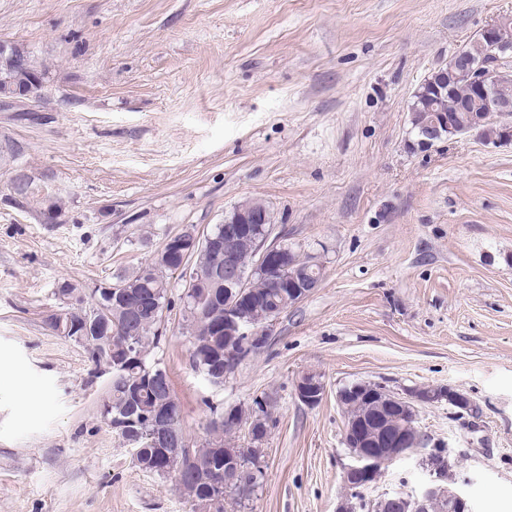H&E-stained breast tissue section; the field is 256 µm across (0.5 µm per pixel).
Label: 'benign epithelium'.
<instances>
[{
  "label": "benign epithelium",
  "instance_id": "1",
  "mask_svg": "<svg viewBox=\"0 0 512 512\" xmlns=\"http://www.w3.org/2000/svg\"><path fill=\"white\" fill-rule=\"evenodd\" d=\"M503 18L488 25L482 31V39L486 54L499 61L512 58V44L500 38L503 25L511 22ZM0 59L15 65L24 66L22 55L17 53L15 46L0 42ZM447 83L456 80H467L474 95L481 98L486 112L475 113L471 117L470 126L477 128L485 119V113L512 114V102L498 98L494 93L495 77L485 67L474 61L465 62L456 67V71L446 73ZM457 130L455 116L443 114L437 119L423 123L420 142L428 147L442 138L445 133ZM272 223L269 208L262 202L246 201L238 205L233 212L224 218V229L200 238L192 231H185L167 239L161 254L164 265L169 268L183 269L188 254L198 246L203 251L220 257L209 278L204 279L195 274L186 275V290L194 288H210L214 285L224 286V323L240 331L242 336L268 334L276 323L278 316L269 315L263 325L249 320L242 311L237 309L242 291L249 287L246 270L241 264L238 252L227 248V240L240 243L253 259V270L271 271L279 275L278 286L288 289V304L294 306L308 297L318 286V282L304 277L295 268L296 258L293 251L284 245H266L269 234L263 227ZM68 331L75 339L85 336H96L100 332L111 335L109 323L103 318L102 311L74 310L67 315ZM101 363L109 369L119 370L128 363H141V354L134 339L127 340L124 358L112 360V351L102 353ZM375 393L374 414L352 415L350 406L358 394L365 389ZM297 397L308 406L319 403L325 394V383L322 377L314 373L302 375L295 385ZM443 399L459 409V413L470 411L469 400L451 388L436 387L427 395H402L389 389L386 385L375 381H355L339 389L336 400L344 416V444L353 463L345 466L342 471L344 496L338 501L336 512H358L359 500L352 497L353 486L363 485L368 489L376 478L379 467H387L408 457L418 458V464L426 473L423 485L412 493L387 492L380 496L378 508L381 512H465L470 508L469 498L456 481H448V458L439 455L432 448L423 447L422 437L415 430L401 424V420L417 419L418 403L433 404ZM153 434L154 444L160 449V466L154 471L164 475L171 472V464L177 461L181 448L188 445V440L178 444L172 437L179 433L176 426L178 418L166 404L155 406L150 412L141 414ZM238 426L246 429L250 447L257 449L255 462L266 464L264 449L259 447L262 438L253 432L250 422L243 420Z\"/></svg>",
  "mask_w": 512,
  "mask_h": 512
}]
</instances>
